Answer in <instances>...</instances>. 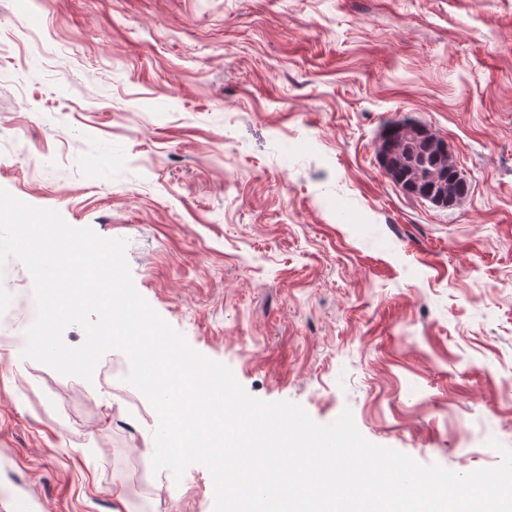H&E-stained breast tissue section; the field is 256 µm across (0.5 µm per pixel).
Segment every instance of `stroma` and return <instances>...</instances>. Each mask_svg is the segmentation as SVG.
Here are the masks:
<instances>
[{
    "instance_id": "stroma-1",
    "label": "stroma",
    "mask_w": 512,
    "mask_h": 512,
    "mask_svg": "<svg viewBox=\"0 0 512 512\" xmlns=\"http://www.w3.org/2000/svg\"><path fill=\"white\" fill-rule=\"evenodd\" d=\"M0 54V189L125 241L133 283L252 397L466 474L512 449V0H39ZM447 140L457 206L383 172L388 121ZM0 305V493L36 512H213L206 466L144 453L121 352L94 382L13 355Z\"/></svg>"
}]
</instances>
